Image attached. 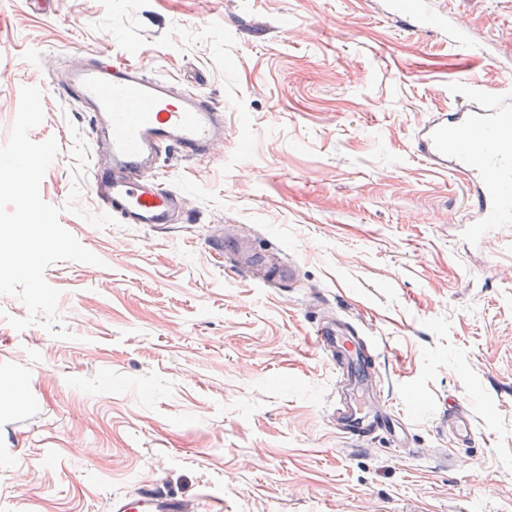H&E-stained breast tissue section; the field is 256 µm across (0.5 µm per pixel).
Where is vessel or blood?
Here are the masks:
<instances>
[{"instance_id":"1","label":"vessel or blood","mask_w":512,"mask_h":512,"mask_svg":"<svg viewBox=\"0 0 512 512\" xmlns=\"http://www.w3.org/2000/svg\"><path fill=\"white\" fill-rule=\"evenodd\" d=\"M392 15L431 22L418 0H388ZM55 89L76 94L92 114L95 138L104 139L111 162L91 169L90 188L99 212L120 224L167 228L180 214V194L150 174L162 150L172 149L188 160L211 154L224 139V109L194 91L178 92L172 80L151 77L142 65L96 57L56 80ZM417 153L431 165L466 176L472 208L487 224H512V98L488 95L439 112L415 136ZM216 260L238 256L242 271L263 266L274 282L285 278L293 262L266 264L265 249L236 239L215 238L209 244ZM317 352L337 374L360 381L379 363L363 337L338 321H316ZM365 399L342 398L337 408L339 432L350 439L369 432ZM448 428L467 448L475 444V428L459 405L448 408ZM110 512H191L188 499L166 488H147L113 498Z\"/></svg>"}]
</instances>
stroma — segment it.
<instances>
[{
  "instance_id": "1",
  "label": "stroma",
  "mask_w": 512,
  "mask_h": 512,
  "mask_svg": "<svg viewBox=\"0 0 512 512\" xmlns=\"http://www.w3.org/2000/svg\"><path fill=\"white\" fill-rule=\"evenodd\" d=\"M426 10L437 25L413 32L386 0H0V146L41 88L50 204L72 185V129L108 155L49 75L105 53L224 107L209 157L158 161L188 223L94 226L86 185L61 214L101 260L45 273L72 339L14 329L28 309L0 296V512H109L153 484L224 512H512V226L476 234L467 185L415 149L431 113L512 96V0ZM459 29L485 54L458 55ZM214 235L272 242L292 284L216 261ZM320 319L377 345L399 441L337 433ZM451 399L476 447L449 435Z\"/></svg>"
}]
</instances>
